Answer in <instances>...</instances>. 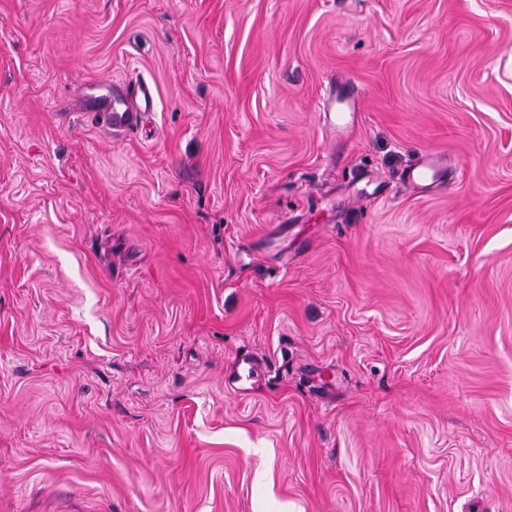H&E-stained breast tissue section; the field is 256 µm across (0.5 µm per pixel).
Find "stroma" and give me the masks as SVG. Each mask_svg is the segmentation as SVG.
<instances>
[{"mask_svg": "<svg viewBox=\"0 0 512 512\" xmlns=\"http://www.w3.org/2000/svg\"><path fill=\"white\" fill-rule=\"evenodd\" d=\"M0 512H512V0H0ZM97 89H105L106 98L100 112L106 118L107 127L115 133H131L137 131L143 118V113L154 104V92L145 81L133 84L112 83L96 85ZM443 162L444 158L440 152H431L422 163L405 173L404 180L411 186H419L429 180L435 181L437 172L443 169Z\"/></svg>", "mask_w": 512, "mask_h": 512, "instance_id": "35a3bbf8", "label": "stroma"}]
</instances>
